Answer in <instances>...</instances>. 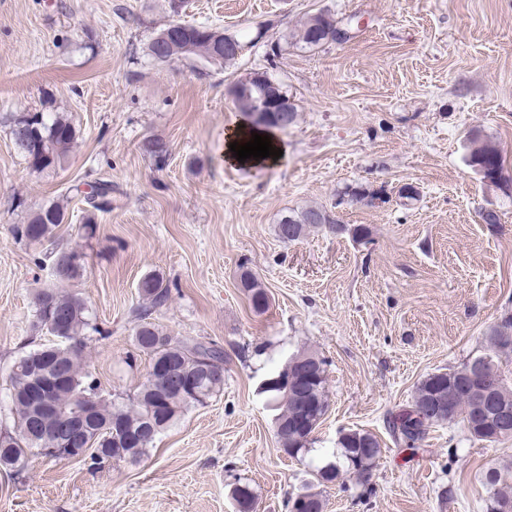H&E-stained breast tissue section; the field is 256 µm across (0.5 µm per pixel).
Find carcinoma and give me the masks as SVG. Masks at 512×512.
I'll list each match as a JSON object with an SVG mask.
<instances>
[{
	"label": "carcinoma",
	"mask_w": 512,
	"mask_h": 512,
	"mask_svg": "<svg viewBox=\"0 0 512 512\" xmlns=\"http://www.w3.org/2000/svg\"><path fill=\"white\" fill-rule=\"evenodd\" d=\"M210 25L190 24L178 19L171 20L160 32H169V41L158 44L150 40L147 54L152 59L167 56L164 63L175 60H194L233 66L241 58L232 46L246 47L241 36L224 31V39L216 41L206 34ZM341 21L335 14L322 10L309 17L293 36L292 46L305 51H316L328 41H336ZM229 94L239 110L246 116L249 126L262 130H276L278 126L262 124L253 119L258 102L265 99L273 105L288 108V124L295 123L298 104L288 96L283 87L273 91L266 82L251 73L235 82ZM10 129L16 152L28 161L36 171L56 168L68 156L76 139V131L69 119L58 112L15 113L5 118ZM467 163L496 177L495 185L503 180L504 157L500 147L489 138L475 136ZM142 150L160 161L166 158L169 147L161 139L149 138L142 142ZM345 194L355 199L386 202L380 191L363 187H346ZM83 198L91 209L85 229L94 231L92 215L96 211L112 208V185L97 182L89 186ZM67 213L63 206L48 203L31 214L26 224L16 228L17 238L30 245H48L46 256L51 260L54 275L59 282L74 280L84 270L83 255L77 249L58 242L54 230L66 223ZM312 228H324L330 233H352L353 237L367 236L362 225L348 228L339 223L326 210L308 206L291 211L276 224V234L284 242H295ZM241 287L247 293L254 312L263 314L269 308V296L258 278L249 270L240 275ZM143 299L154 304L163 302L169 288L155 274L145 275L139 283ZM35 327L45 325L48 334L55 338L50 345H42L23 352L14 362L10 374L12 409L15 413L13 430L0 432V469L20 473L32 456H44L51 460L58 455L43 453L45 448H62L64 444L53 434H42L35 428L36 418L26 399L32 381L30 365L47 362L60 372L55 374L59 384L55 387V401L60 412L86 404L93 406L94 445L87 458L101 466L112 460H133L143 457L154 447L158 436L172 426L189 409L204 405L224 390V349L206 341H180L164 334L150 322H143L135 330L133 342L136 348L150 357V372L136 394L128 401H120L107 395L93 373L84 365L87 340L98 332L85 301L57 288H44L35 296ZM490 344L498 349L512 350V314L502 317L490 336ZM480 372L473 379H458L445 373L437 378L428 375L416 389L411 408L402 410L396 417L394 428L400 434L397 442L408 448L417 447L427 429L422 421L414 418L413 409L423 402L437 398L448 402L453 398L456 418L472 419L480 411L474 386L485 381L497 382L494 394L497 402L493 407L505 405L512 408V387L505 383L499 366L490 357H479ZM288 381L273 385L265 392L283 409L276 420V432L284 451L296 457L308 451L313 422L323 418L329 406L327 373L324 359L313 351L304 350L291 355L288 360ZM176 372L200 379L191 390H178L171 384ZM335 460L319 467L314 479L319 484L333 483L355 474L369 478L372 469L381 458L383 447L378 437L367 431L348 430L338 438ZM493 491L487 504V512H500L502 502L512 503V485L499 482L496 476L489 478ZM232 497L238 512H251L255 492L247 482H238L232 489ZM325 500L318 492H299L286 504L287 512H324Z\"/></svg>",
	"instance_id": "1"
}]
</instances>
